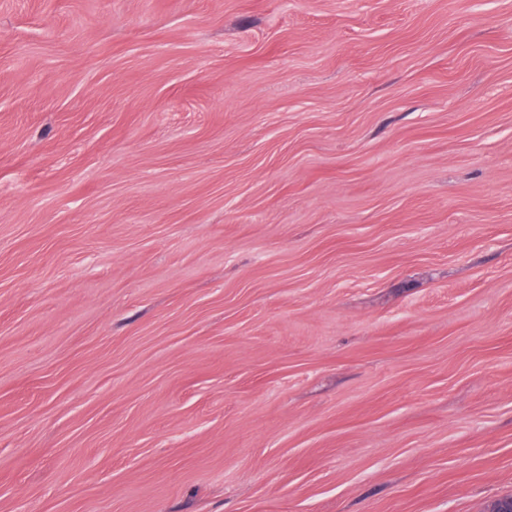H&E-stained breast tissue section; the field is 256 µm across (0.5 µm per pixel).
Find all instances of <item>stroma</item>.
<instances>
[{
    "label": "stroma",
    "mask_w": 512,
    "mask_h": 512,
    "mask_svg": "<svg viewBox=\"0 0 512 512\" xmlns=\"http://www.w3.org/2000/svg\"><path fill=\"white\" fill-rule=\"evenodd\" d=\"M512 495V0H0V512Z\"/></svg>",
    "instance_id": "35a3bbf8"
}]
</instances>
